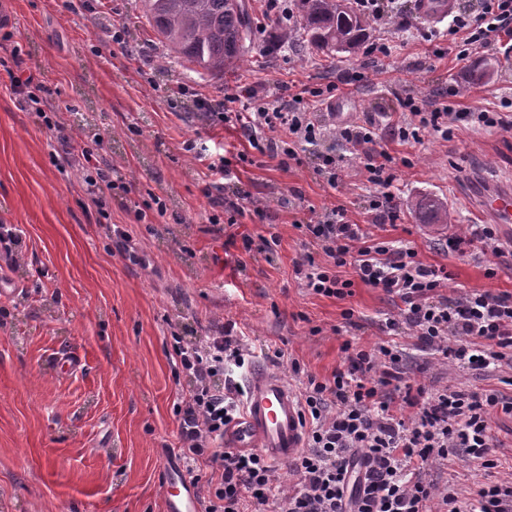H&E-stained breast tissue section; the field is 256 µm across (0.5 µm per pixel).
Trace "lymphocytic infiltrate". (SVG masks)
I'll list each match as a JSON object with an SVG mask.
<instances>
[{"mask_svg":"<svg viewBox=\"0 0 512 512\" xmlns=\"http://www.w3.org/2000/svg\"><path fill=\"white\" fill-rule=\"evenodd\" d=\"M512 41V0H472L448 25V44L435 57L465 61L480 49ZM335 86L293 94L282 105V86L265 92L243 88L241 111L197 100L203 116L238 124L250 147L270 159L299 160L304 145L332 136L361 147L360 174L372 193L365 201L370 224H356L339 204L296 221L305 253L294 272L313 294L339 300L352 294L354 281L381 289L399 301L397 317L386 319L385 332L407 334L421 351L462 370L492 372L512 368V294L473 289L444 295L446 267L425 264L417 250L376 237L374 228L395 224L403 211L392 187L395 159L379 149L375 118L362 125L326 128L305 97L330 102ZM456 86L430 98L410 94L400 111L387 113V124L401 141L424 135H451L458 122L481 128L512 127V99L502 111L460 108ZM58 170L82 176L86 195L100 202L112 190L111 167L99 150L75 144L64 126L51 122ZM445 252L482 258L501 256L491 225L450 235ZM352 266L357 278L338 270ZM344 365L327 379L303 372L299 360L289 368L300 401L306 439L290 470L291 490L278 488L275 468L257 450L224 445V430L241 418L245 388L231 368L249 367L252 349L225 325L198 342L175 349L190 379L177 408L180 456L186 463L205 461L213 477L200 486L201 512H512V475L498 476L491 419L512 416V395L497 389L446 386L426 388L405 377L403 351L390 344L370 349L352 342L341 346ZM401 410H394V400ZM456 457L474 463L488 479L473 491L439 487L431 477L435 465Z\"/></svg>","mask_w":512,"mask_h":512,"instance_id":"lymphocytic-infiltrate-1","label":"lymphocytic infiltrate"}]
</instances>
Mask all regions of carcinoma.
<instances>
[{"mask_svg": "<svg viewBox=\"0 0 512 512\" xmlns=\"http://www.w3.org/2000/svg\"><path fill=\"white\" fill-rule=\"evenodd\" d=\"M144 15L169 58L199 75L224 76L236 66L251 35L245 0H141ZM295 29L311 47L328 55L363 52L370 19L353 0H294ZM291 34L272 32L266 52L288 46ZM414 212L422 224L448 223V210L438 200L418 199Z\"/></svg>", "mask_w": 512, "mask_h": 512, "instance_id": "cac0c4a2", "label": "carcinoma"}]
</instances>
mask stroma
<instances>
[{
    "label": "stroma",
    "mask_w": 512,
    "mask_h": 512,
    "mask_svg": "<svg viewBox=\"0 0 512 512\" xmlns=\"http://www.w3.org/2000/svg\"><path fill=\"white\" fill-rule=\"evenodd\" d=\"M249 2L251 49L234 70L213 78L183 74L165 56L140 0H0V57L17 58L19 73L42 84L75 140L90 145L105 133L101 153L114 184L95 205L76 174L56 170L52 131L9 93L0 67V224L16 227L13 252L22 255L16 262L0 248V273L21 287L0 298V512H164L163 470L180 459L175 407L188 383L173 357V335L189 341L230 323L252 341L257 367L284 375L295 358L320 378L342 366L344 340L370 348L388 339L381 325L398 308L382 290L355 281L352 267L341 272L354 282L342 301L309 293L294 274L303 254L295 220L348 201L350 220L368 221L352 147L335 144L344 168L333 189L310 165L317 147L307 149L302 166L262 157L237 128L206 122L194 97L237 112L233 97L244 84L260 91L278 83L333 84L337 98L353 104L358 124L393 111L406 94L451 83L473 109L512 98V52L505 46L460 64L437 60L433 42L420 37L427 24L414 14L410 33L373 25L370 41L392 48L385 58L330 60L308 45L268 54L265 43L279 22L262 0ZM486 62L490 78L476 79ZM357 71L363 80H354ZM177 86L182 94H174ZM380 146L399 161L405 211L383 238L415 248L425 264L447 267L448 295L512 294V259L477 261L441 249L458 226L476 221L458 188L460 172L512 176L500 165L512 159V130L464 125L449 139L431 134L416 144L387 134ZM224 159L232 181L248 187L264 210L263 219L242 218L230 243L209 222L223 212V191L202 193L209 164ZM151 193L167 204L165 222L134 217ZM422 197L444 203L446 226L418 223L411 205ZM110 224L135 239L136 259L120 254ZM272 233L279 237L275 251H261V237ZM246 234L251 244H244ZM489 267L494 277H487ZM346 308L360 328L343 337L334 328ZM278 350L283 359L275 358ZM63 355L81 357V366L59 373L55 361ZM406 371L437 387L487 384L418 351Z\"/></svg>",
    "instance_id": "obj_1"
}]
</instances>
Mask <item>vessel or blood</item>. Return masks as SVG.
Here are the masks:
<instances>
[{
	"instance_id": "b4317fda",
	"label": "vessel or blood",
	"mask_w": 512,
	"mask_h": 512,
	"mask_svg": "<svg viewBox=\"0 0 512 512\" xmlns=\"http://www.w3.org/2000/svg\"><path fill=\"white\" fill-rule=\"evenodd\" d=\"M457 8V0H415V10L425 21H443ZM461 183L481 221L497 225L501 241L512 246V187L495 181L462 176ZM234 448H256L273 462L293 459L304 446V427L295 391L276 373L258 369L247 378L245 413L226 436ZM164 512H199L192 484L176 468L163 477Z\"/></svg>"
}]
</instances>
